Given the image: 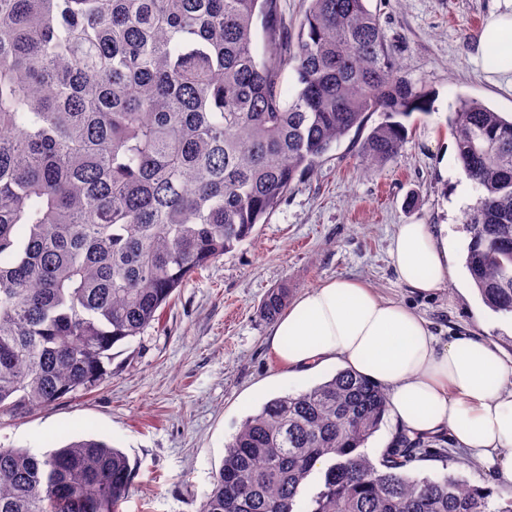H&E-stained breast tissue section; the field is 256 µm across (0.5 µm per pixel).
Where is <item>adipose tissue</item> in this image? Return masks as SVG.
<instances>
[{"instance_id":"adipose-tissue-1","label":"adipose tissue","mask_w":512,"mask_h":512,"mask_svg":"<svg viewBox=\"0 0 512 512\" xmlns=\"http://www.w3.org/2000/svg\"><path fill=\"white\" fill-rule=\"evenodd\" d=\"M390 257L398 279L420 295L451 274L447 237L425 224L398 225ZM267 345L295 375L340 361L385 388L398 431L448 435L470 460L512 481V367L497 346L474 336L440 339L414 309L344 277L298 296Z\"/></svg>"}]
</instances>
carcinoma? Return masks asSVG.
I'll use <instances>...</instances> for the list:
<instances>
[{
	"label": "carcinoma",
	"instance_id": "obj_1",
	"mask_svg": "<svg viewBox=\"0 0 512 512\" xmlns=\"http://www.w3.org/2000/svg\"><path fill=\"white\" fill-rule=\"evenodd\" d=\"M0 0V412L99 386L112 349L159 320L196 270L254 236L336 143L399 158L429 95L398 74L367 0ZM262 26V51L255 32ZM293 69L299 89L282 95ZM458 163L478 192L465 267L512 315V120L457 99ZM269 289L260 316L287 307ZM385 390L348 369L248 416L197 512H512L491 491L408 466L443 436L366 445ZM134 470L103 440L37 456L0 448V512H118Z\"/></svg>",
	"mask_w": 512,
	"mask_h": 512
}]
</instances>
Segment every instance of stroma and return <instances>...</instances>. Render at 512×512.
<instances>
[{"label":"stroma","instance_id":"stroma-1","mask_svg":"<svg viewBox=\"0 0 512 512\" xmlns=\"http://www.w3.org/2000/svg\"><path fill=\"white\" fill-rule=\"evenodd\" d=\"M367 6L380 16L399 74L431 97L429 112L404 118L400 159L364 172L366 134L350 133L257 225L254 240L192 274L158 323L113 348L111 373L100 387L1 416L0 448L41 455L72 439L99 437L135 470L121 512H196L244 418L340 368L333 361L295 378L273 359L266 345L271 324L258 309L267 291L283 283L297 296L328 279H358L412 307L441 339L477 336L512 359V316L483 304L465 267V209L455 197L463 187L469 199L477 193L448 131L461 96L512 116V86L491 83L473 62L494 0H368ZM400 224L448 227L452 275L427 296L394 273L390 249ZM410 471L434 478L451 471L472 486L502 489L499 475L465 456L417 460Z\"/></svg>","mask_w":512,"mask_h":512}]
</instances>
